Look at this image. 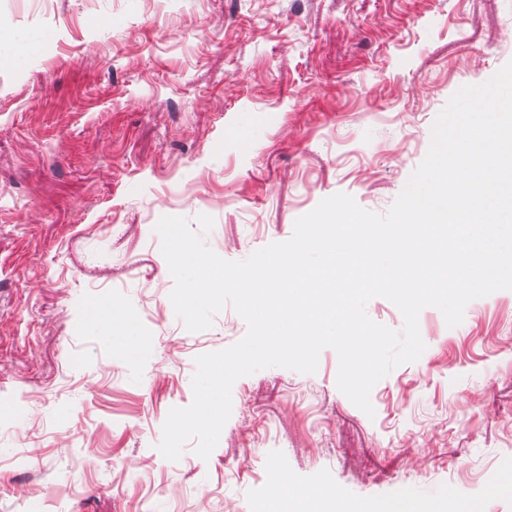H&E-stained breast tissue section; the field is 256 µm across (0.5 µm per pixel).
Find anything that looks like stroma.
Segmentation results:
<instances>
[{"label":"stroma","mask_w":512,"mask_h":512,"mask_svg":"<svg viewBox=\"0 0 512 512\" xmlns=\"http://www.w3.org/2000/svg\"><path fill=\"white\" fill-rule=\"evenodd\" d=\"M0 512H254L282 483L392 508L512 512V290L371 391L239 378L209 459L157 449L225 306L188 331L155 231L214 219L241 261L337 193L386 213L463 86L512 60V0H0Z\"/></svg>","instance_id":"stroma-1"}]
</instances>
